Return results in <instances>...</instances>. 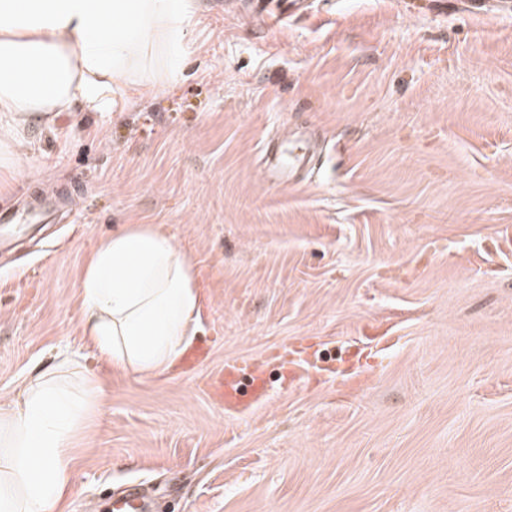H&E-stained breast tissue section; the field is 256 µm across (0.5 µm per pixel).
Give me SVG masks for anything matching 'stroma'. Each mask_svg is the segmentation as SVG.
Returning <instances> with one entry per match:
<instances>
[{
    "instance_id": "obj_1",
    "label": "stroma",
    "mask_w": 512,
    "mask_h": 512,
    "mask_svg": "<svg viewBox=\"0 0 512 512\" xmlns=\"http://www.w3.org/2000/svg\"><path fill=\"white\" fill-rule=\"evenodd\" d=\"M176 77L25 133L0 208L50 224L0 253V393L94 357L96 242L164 225L199 272L194 361L101 369L69 512H512V12L456 0H195ZM313 161L264 180L267 148ZM265 397L225 411L228 364Z\"/></svg>"
}]
</instances>
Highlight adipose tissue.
Wrapping results in <instances>:
<instances>
[{
    "label": "adipose tissue",
    "instance_id": "adipose-tissue-1",
    "mask_svg": "<svg viewBox=\"0 0 512 512\" xmlns=\"http://www.w3.org/2000/svg\"><path fill=\"white\" fill-rule=\"evenodd\" d=\"M194 0H0V157L60 113L108 112L135 70L185 51ZM82 334L105 366L148 378L179 362L201 309L197 271L159 224H126L91 250L79 282ZM103 388L78 360L0 395V512H68L74 442Z\"/></svg>",
    "mask_w": 512,
    "mask_h": 512
}]
</instances>
